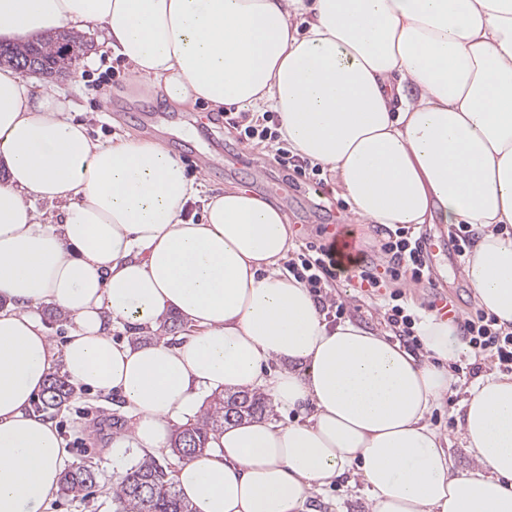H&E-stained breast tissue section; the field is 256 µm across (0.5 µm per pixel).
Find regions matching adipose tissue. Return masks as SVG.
<instances>
[{
  "label": "adipose tissue",
  "mask_w": 512,
  "mask_h": 512,
  "mask_svg": "<svg viewBox=\"0 0 512 512\" xmlns=\"http://www.w3.org/2000/svg\"><path fill=\"white\" fill-rule=\"evenodd\" d=\"M91 26L171 103L275 112L357 222L470 225L463 275L512 328V0H0L3 43ZM74 109L0 69V512H45L69 462L32 410L56 361L72 384L120 393L151 455L206 391L303 413L226 425L184 461L174 480L197 512H307L314 487L349 476L370 512H512V375L468 388L459 428L475 463L455 471L430 421L467 352L454 324L421 314L418 357L331 323L282 268L280 208L237 189L201 197L163 144L91 142ZM38 200L60 203L58 222ZM43 303L70 320L63 348ZM173 313L190 329L178 345L112 340Z\"/></svg>",
  "instance_id": "obj_1"
}]
</instances>
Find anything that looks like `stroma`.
Here are the masks:
<instances>
[{
    "instance_id": "1",
    "label": "stroma",
    "mask_w": 512,
    "mask_h": 512,
    "mask_svg": "<svg viewBox=\"0 0 512 512\" xmlns=\"http://www.w3.org/2000/svg\"><path fill=\"white\" fill-rule=\"evenodd\" d=\"M88 48L75 63L74 74L47 76L32 75V82L49 88H59L79 105L73 113L74 121L85 123L92 140L106 143L116 137L160 140L181 161L187 177L200 181L206 195L223 193L224 189H238L252 176L278 177L274 151L255 149L245 151L233 128L207 119L211 106L194 103L174 106L158 96L149 94L133 78L129 69L118 58L101 52L102 32L93 27L83 33ZM108 76L111 98L102 101L95 83L100 76ZM229 154L248 152L249 162L234 172L216 173L206 166L205 159L214 151ZM319 191L311 187H290L287 195L257 186L258 196L280 207L288 216L294 243L323 241L337 235H348L357 241L359 258L379 262L378 236L373 226L356 223L336 177L322 172ZM419 236L439 239L444 249L430 255L433 267L431 282L414 281L403 275L393 281L391 290L399 294L401 304L412 312H430L437 295L447 296L458 307L459 314L475 311L479 303L452 261L456 256L453 233L441 224H425ZM353 275H338L335 295L345 307L347 318L360 321L382 333H391L381 301L366 297L356 286ZM458 402L443 404L432 414L431 421L445 433L454 466L466 469L471 456L459 435L457 419L460 399L466 398L465 389H458ZM34 411L52 421L64 438L72 465H90L97 473V483L79 496L56 494L49 502L47 512H119L120 505L112 487L119 470L129 469L142 461V453L126 449L121 462H113L112 450L122 439L128 438L131 423L122 413L116 397H104L85 390H73L60 405L46 408L34 402ZM368 493L360 482L341 481L313 492L308 507L310 512H370Z\"/></svg>"
}]
</instances>
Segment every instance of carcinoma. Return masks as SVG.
Returning <instances> with one entry per match:
<instances>
[{
    "label": "carcinoma",
    "instance_id": "1",
    "mask_svg": "<svg viewBox=\"0 0 512 512\" xmlns=\"http://www.w3.org/2000/svg\"><path fill=\"white\" fill-rule=\"evenodd\" d=\"M59 40L83 49L79 36L58 32L21 47L0 44V66L18 69L21 64L31 62L42 66L49 74L67 70L69 66L58 57ZM70 394L69 384L53 377L42 404L57 405ZM264 411V398L255 392L215 393L206 412L176 433L172 448L188 459L208 448L211 435L224 429V425L253 418ZM95 484L96 473L85 466L67 470L60 477V488L67 494L79 495ZM115 495L123 504V512H194L190 503L180 495L165 467L154 461H145L125 472L116 484Z\"/></svg>",
    "mask_w": 512,
    "mask_h": 512
}]
</instances>
